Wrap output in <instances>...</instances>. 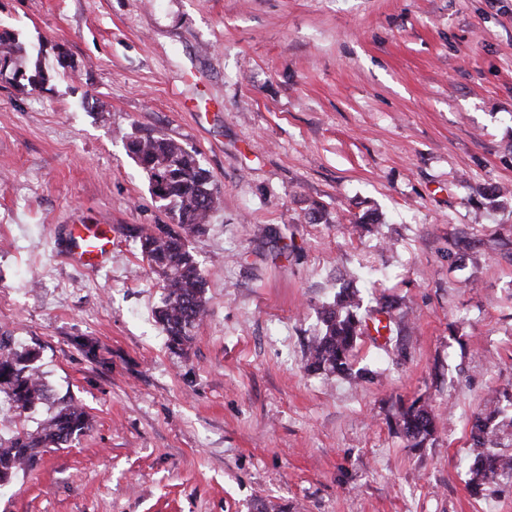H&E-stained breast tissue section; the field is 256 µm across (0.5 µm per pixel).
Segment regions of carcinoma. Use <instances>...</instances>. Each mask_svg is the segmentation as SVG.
<instances>
[{"label": "carcinoma", "mask_w": 512, "mask_h": 512, "mask_svg": "<svg viewBox=\"0 0 512 512\" xmlns=\"http://www.w3.org/2000/svg\"><path fill=\"white\" fill-rule=\"evenodd\" d=\"M7 65L14 79L27 81L36 89L66 73L67 65L50 59L44 50L26 45L18 38L0 32V62ZM127 152L146 173L152 196L171 214L174 223L156 224L141 231L140 251L150 270L162 281L161 305L156 321L168 338L169 347L185 351L192 330L205 313L204 278L187 245V237L205 230L220 207V197L211 187V175L198 153L164 135L133 134ZM363 297L357 289H343L333 302L322 306L323 328L311 336L306 348V368L311 373L335 375L356 383L373 379L368 368L353 369L352 352L366 333L368 321L382 314L387 330L400 323L396 307L389 301L362 311ZM38 355L16 345L7 331L0 332V411L15 418L36 408L47 397L45 379L36 365ZM512 391H496L474 417L471 448L475 452L469 468L468 484L477 493L491 490L507 468L512 469ZM396 424L412 448L435 432V415L428 401L414 400L401 409ZM91 427V416L81 405L60 398L53 410L34 430L21 424L12 434L0 436V487L20 471L38 462L42 448H61Z\"/></svg>", "instance_id": "1"}]
</instances>
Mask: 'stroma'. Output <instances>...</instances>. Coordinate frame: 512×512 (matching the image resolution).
<instances>
[{"mask_svg": "<svg viewBox=\"0 0 512 512\" xmlns=\"http://www.w3.org/2000/svg\"><path fill=\"white\" fill-rule=\"evenodd\" d=\"M0 24L71 65L0 76V329L92 418L0 512H512V483L467 485L471 422L512 390V0H0ZM137 131L197 151L221 198L188 240L206 311L180 354ZM83 221L112 227L102 266L66 256ZM342 287L402 317L354 349L370 382L305 369ZM421 396L412 448L390 418ZM396 424L410 443V447L421 448L423 442L435 432V415L428 401L418 398L398 412Z\"/></svg>", "mask_w": 512, "mask_h": 512, "instance_id": "stroma-1", "label": "stroma"}]
</instances>
